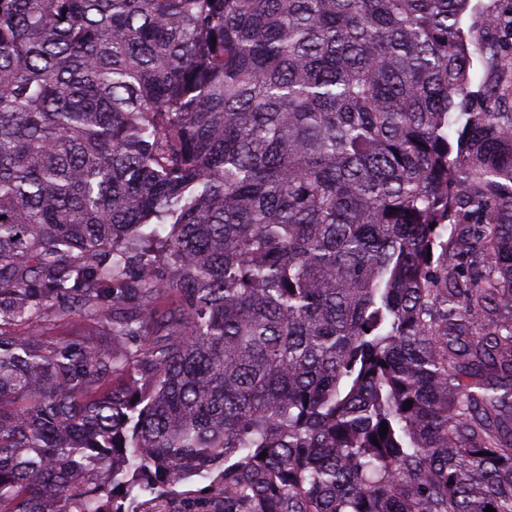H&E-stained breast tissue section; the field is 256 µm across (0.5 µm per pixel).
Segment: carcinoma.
Listing matches in <instances>:
<instances>
[{
	"mask_svg": "<svg viewBox=\"0 0 512 512\" xmlns=\"http://www.w3.org/2000/svg\"><path fill=\"white\" fill-rule=\"evenodd\" d=\"M469 2L0 0V512H512ZM28 333L45 345L58 343L62 340L92 341L109 344L111 336H107L102 324L83 315H75L69 321L55 322L48 319L32 320L21 326Z\"/></svg>",
	"mask_w": 512,
	"mask_h": 512,
	"instance_id": "cac0c4a2",
	"label": "carcinoma"
}]
</instances>
